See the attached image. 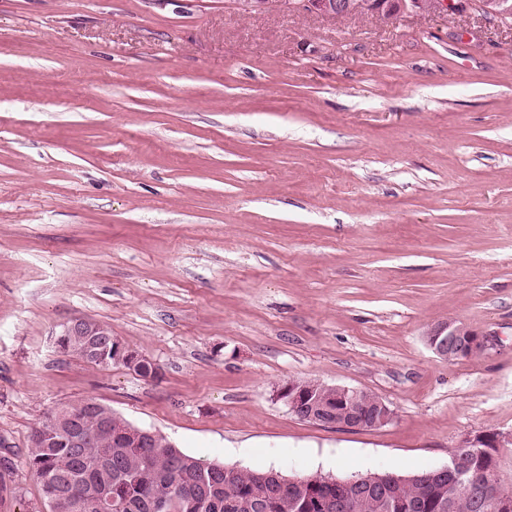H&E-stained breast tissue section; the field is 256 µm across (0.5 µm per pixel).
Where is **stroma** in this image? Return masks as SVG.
Returning <instances> with one entry per match:
<instances>
[{"label": "stroma", "instance_id": "stroma-1", "mask_svg": "<svg viewBox=\"0 0 512 512\" xmlns=\"http://www.w3.org/2000/svg\"><path fill=\"white\" fill-rule=\"evenodd\" d=\"M79 318L157 378L64 353ZM448 320L488 348L439 359ZM292 381L394 418L300 420ZM85 399L290 478L409 475L512 432V31L0 0V512H48L29 436ZM465 333L468 334L467 336H475L468 337V340L464 341V349L467 356H456L454 357V360H451V362L473 357L487 347L488 340L485 337H480L481 335L475 330L467 328L462 324H458L453 320H448L431 326L427 333V336H431V342H428V344L440 359L448 361V358H450L448 353L450 342L455 343L459 338L463 337ZM316 384H322V386H315ZM308 385L315 386L311 387L309 391L312 393V396H316L328 406V420L335 421V423L325 422L319 425L336 426V411H338L340 407L336 405L335 401L330 399L329 393L332 399L344 404L345 413L342 415L341 423L347 428L355 430L378 428L388 424L392 420L393 411L382 399L378 398L371 401L361 398L362 393L360 390L345 386L326 385L315 382H306L303 384L290 382L279 390L277 396L284 401L291 413H300L304 418L319 420L317 412L320 411V408L310 400L306 388ZM324 388L328 389L329 392ZM336 428L344 429L339 426H336Z\"/></svg>", "mask_w": 512, "mask_h": 512}]
</instances>
